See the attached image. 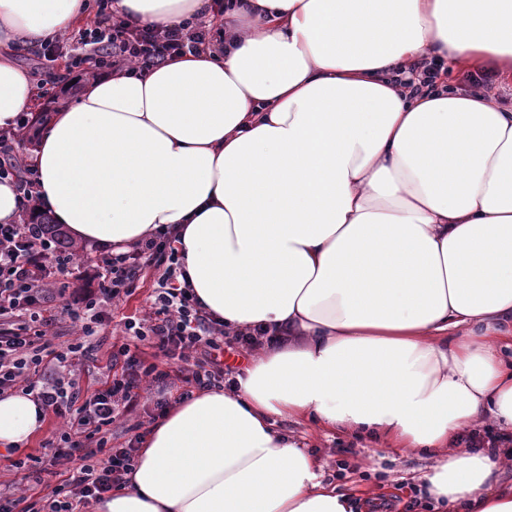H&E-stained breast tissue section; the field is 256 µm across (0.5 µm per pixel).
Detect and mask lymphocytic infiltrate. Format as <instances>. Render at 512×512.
<instances>
[{
	"label": "lymphocytic infiltrate",
	"mask_w": 512,
	"mask_h": 512,
	"mask_svg": "<svg viewBox=\"0 0 512 512\" xmlns=\"http://www.w3.org/2000/svg\"><path fill=\"white\" fill-rule=\"evenodd\" d=\"M109 3L97 0L94 19L80 34L92 53L69 54L66 40L60 39L45 48V62L62 59L70 67L89 63L97 69H113L132 59L146 66L160 64L197 52L213 27L212 21L198 18L173 28L115 20ZM35 121V116L20 115L15 130L0 134V179L14 177L22 198L20 223L0 224V395L21 390L32 394L45 414L66 418V430L46 442L65 469L49 483L25 460H14L20 487L0 494V512H83L121 486L132 469L140 437L134 434L113 444L112 425L140 409L142 383L164 386L174 376L197 390L223 386L224 324L200 305L191 288L178 285L181 269L159 235L101 259L93 274L96 288L60 307L78 326L80 338L66 349L55 348L54 319L43 304L83 261L65 252L62 240L45 225L31 220L37 208L36 179L14 163L10 143ZM147 269L158 277L143 321L126 323V338L110 352L97 388L76 391L85 338L95 335L108 310L131 293L136 277ZM162 357L178 362L177 373L161 369Z\"/></svg>",
	"instance_id": "obj_1"
}]
</instances>
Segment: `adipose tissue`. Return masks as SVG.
<instances>
[{
    "mask_svg": "<svg viewBox=\"0 0 512 512\" xmlns=\"http://www.w3.org/2000/svg\"><path fill=\"white\" fill-rule=\"evenodd\" d=\"M211 0H115L172 27ZM91 13L87 0H0V130L34 83L14 59ZM512 82V0H243L224 43L90 77L23 158L38 205L74 240L120 253L174 237L226 334L261 327L232 389L150 428L126 486L96 512H367L276 427L310 417L434 463L459 512H512V459L458 447L512 427V103L448 81L411 93L422 57ZM0 396V448L42 427Z\"/></svg>",
    "mask_w": 512,
    "mask_h": 512,
    "instance_id": "1",
    "label": "adipose tissue"
}]
</instances>
